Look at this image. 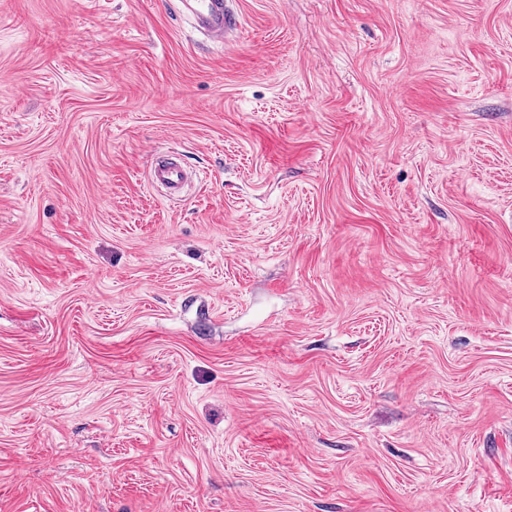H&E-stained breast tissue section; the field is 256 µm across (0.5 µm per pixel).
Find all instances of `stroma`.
<instances>
[{"label":"stroma","instance_id":"35a3bbf8","mask_svg":"<svg viewBox=\"0 0 512 512\" xmlns=\"http://www.w3.org/2000/svg\"><path fill=\"white\" fill-rule=\"evenodd\" d=\"M230 4L0 0V512H512V0ZM182 13L209 40L224 43L237 29V21L227 0H180ZM152 185L162 188L167 197H180L190 182V175L176 158L156 162L150 171Z\"/></svg>","mask_w":512,"mask_h":512}]
</instances>
